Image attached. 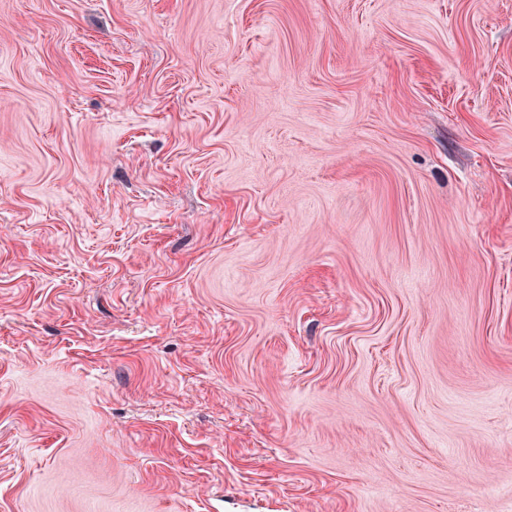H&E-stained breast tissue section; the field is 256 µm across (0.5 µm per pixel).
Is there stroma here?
<instances>
[{
	"label": "stroma",
	"mask_w": 512,
	"mask_h": 512,
	"mask_svg": "<svg viewBox=\"0 0 512 512\" xmlns=\"http://www.w3.org/2000/svg\"><path fill=\"white\" fill-rule=\"evenodd\" d=\"M0 512H512V0H0Z\"/></svg>",
	"instance_id": "1"
}]
</instances>
